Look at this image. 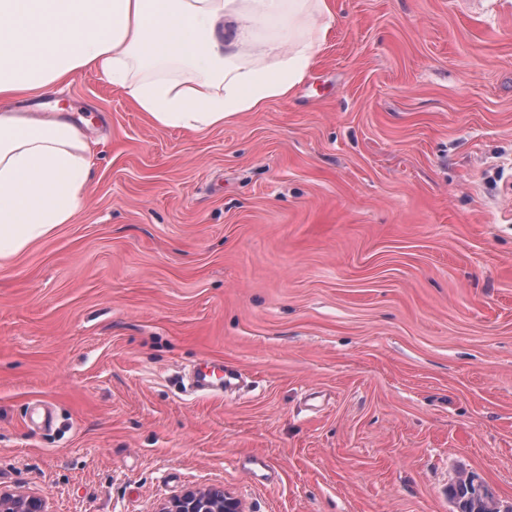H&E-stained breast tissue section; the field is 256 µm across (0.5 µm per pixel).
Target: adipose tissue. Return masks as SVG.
<instances>
[{
  "instance_id": "obj_1",
  "label": "adipose tissue",
  "mask_w": 512,
  "mask_h": 512,
  "mask_svg": "<svg viewBox=\"0 0 512 512\" xmlns=\"http://www.w3.org/2000/svg\"><path fill=\"white\" fill-rule=\"evenodd\" d=\"M329 14L326 0H0V260L74 216L91 165L80 126L15 101L92 68L155 125L201 132L287 96ZM260 24L286 34L259 41Z\"/></svg>"
}]
</instances>
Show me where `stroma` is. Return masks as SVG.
I'll return each instance as SVG.
<instances>
[{"mask_svg": "<svg viewBox=\"0 0 512 512\" xmlns=\"http://www.w3.org/2000/svg\"><path fill=\"white\" fill-rule=\"evenodd\" d=\"M328 5L304 80L221 127L92 70L48 92L92 165L0 266V491L456 512L473 475L512 505V0ZM207 359L237 383L192 390Z\"/></svg>", "mask_w": 512, "mask_h": 512, "instance_id": "1", "label": "stroma"}]
</instances>
